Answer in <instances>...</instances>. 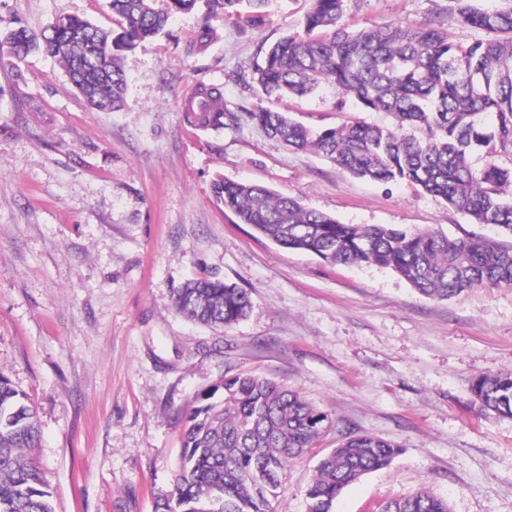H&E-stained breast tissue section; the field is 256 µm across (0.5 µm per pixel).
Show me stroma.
<instances>
[{"label": "stroma", "instance_id": "35a3bbf8", "mask_svg": "<svg viewBox=\"0 0 512 512\" xmlns=\"http://www.w3.org/2000/svg\"><path fill=\"white\" fill-rule=\"evenodd\" d=\"M451 6L345 0L344 21L481 38ZM309 7L268 0L258 27L232 12L176 14L166 34L121 53L126 89L112 112L92 109L56 58L0 65V375L37 411L33 455L55 512H155L171 488L182 415L196 394L240 372L298 389L335 422L289 463L276 512H306L319 456L351 434L401 453L345 488L333 512H380L423 488L450 512H512V418L483 409L470 388L479 375L512 372V287L428 299L390 269L283 249L214 195L222 176L344 224L512 244V234L412 185L352 177L251 122L209 133L186 122L184 98L201 81L223 87L230 112L274 105L254 68L301 32ZM65 15L114 26L106 0H0V23L35 32ZM205 22L215 37L190 52ZM277 105L314 129L361 115L329 81ZM198 276L245 288L247 316L215 330L177 314L176 289Z\"/></svg>", "mask_w": 512, "mask_h": 512}]
</instances>
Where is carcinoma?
I'll use <instances>...</instances> for the list:
<instances>
[{
    "label": "carcinoma",
    "instance_id": "obj_1",
    "mask_svg": "<svg viewBox=\"0 0 512 512\" xmlns=\"http://www.w3.org/2000/svg\"><path fill=\"white\" fill-rule=\"evenodd\" d=\"M199 0H107L120 31L63 16L37 33L0 29V52L15 60L44 52L63 63L72 84L100 111L122 101L126 85L116 52L161 35L170 16ZM303 31L272 44L255 80L277 100L302 98L326 80L363 112H385L394 125L355 120L314 131L279 109L249 112V121L295 149H313L357 178L405 181L444 201L474 224L512 233V0L484 10L453 0L461 25L483 37L451 40L433 25L351 30L341 23L345 0H311ZM266 0H206L208 12L235 10L265 22ZM187 122L202 131L239 124L224 109L221 86L199 82L184 100ZM483 151L481 167L469 155ZM217 198L240 223L277 246L334 264L389 268L426 297L448 299L472 288L512 287V246L474 236L450 238L392 225L342 224L270 188L222 178ZM175 311L227 327L250 308L247 290L215 277L177 289ZM472 390L481 406L512 417V373L480 376ZM334 425L330 414L267 377L234 374L196 397L182 417L183 444L169 494L156 512H273L287 464L310 451ZM39 423L24 394L0 375V512H54L52 493L31 450ZM399 448L372 435L349 436L320 457L306 491L308 512H331L352 482L388 466ZM382 512H450L448 501L421 490L387 502Z\"/></svg>",
    "mask_w": 512,
    "mask_h": 512
}]
</instances>
